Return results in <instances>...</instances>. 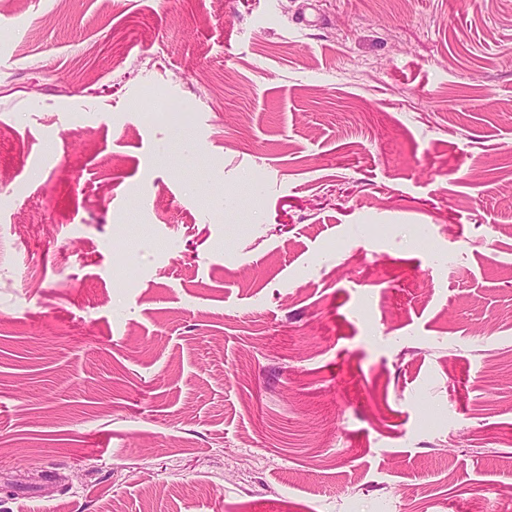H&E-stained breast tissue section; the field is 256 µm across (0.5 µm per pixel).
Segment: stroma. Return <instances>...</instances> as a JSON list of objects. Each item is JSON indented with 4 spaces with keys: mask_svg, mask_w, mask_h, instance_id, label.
<instances>
[{
    "mask_svg": "<svg viewBox=\"0 0 512 512\" xmlns=\"http://www.w3.org/2000/svg\"><path fill=\"white\" fill-rule=\"evenodd\" d=\"M0 245V512L512 506V0H0Z\"/></svg>",
    "mask_w": 512,
    "mask_h": 512,
    "instance_id": "35a3bbf8",
    "label": "stroma"
}]
</instances>
